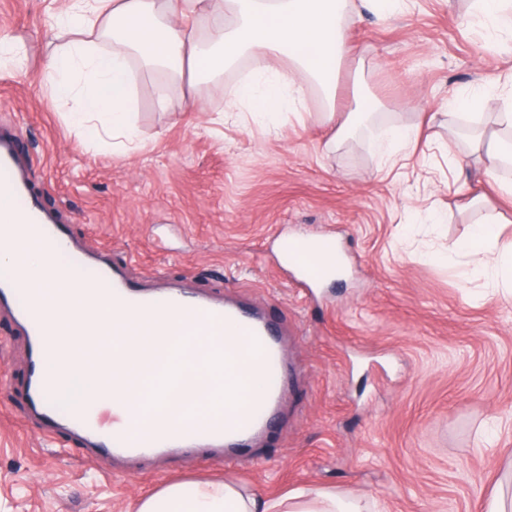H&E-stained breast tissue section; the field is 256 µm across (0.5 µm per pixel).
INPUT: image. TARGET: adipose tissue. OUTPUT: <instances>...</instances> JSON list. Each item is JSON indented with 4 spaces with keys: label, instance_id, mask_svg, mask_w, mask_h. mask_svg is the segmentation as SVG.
<instances>
[{
    "label": "adipose tissue",
    "instance_id": "obj_1",
    "mask_svg": "<svg viewBox=\"0 0 512 512\" xmlns=\"http://www.w3.org/2000/svg\"><path fill=\"white\" fill-rule=\"evenodd\" d=\"M378 20L396 12L399 0H70L55 21L70 39L51 57L45 77L54 100L67 103V121L87 146L103 148L112 137L126 143L137 139L136 78L139 72L167 69L183 74L184 62L195 63L199 76L223 74L243 55L265 65L240 83L236 105L244 107L254 124H275L285 113L307 110L305 88L318 86L326 100L319 116L332 124L331 103L336 65L347 51L346 28L357 8ZM474 23L487 38H512V0H473ZM287 67H278V60ZM468 97L458 106L465 116L448 115V130L460 123L473 129L472 153H487L497 164L485 168L478 180L477 200L487 187L512 199V184L503 183L500 168L512 166V139L486 136L487 125L512 128L511 112H470ZM502 216L476 224L457 250L467 259L472 276L493 272L512 286V266L501 263L496 224ZM360 497H339L318 487L300 488L279 496L260 497L231 481L209 482L185 496L173 483L141 499L135 512H368Z\"/></svg>",
    "mask_w": 512,
    "mask_h": 512
}]
</instances>
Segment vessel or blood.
<instances>
[{
    "instance_id": "1",
    "label": "vessel or blood",
    "mask_w": 512,
    "mask_h": 512,
    "mask_svg": "<svg viewBox=\"0 0 512 512\" xmlns=\"http://www.w3.org/2000/svg\"><path fill=\"white\" fill-rule=\"evenodd\" d=\"M16 144L0 138V193L13 200V217L31 227L46 244L63 252L70 263L90 269L89 284L125 314H137L159 321H178L190 326L245 338L261 363V392L244 403L229 420L206 418L187 425L147 427L134 419L105 418L77 396H69L67 411H60L58 379L45 369L54 347V328L34 300H23V288L11 273L0 274V308L11 312L28 344V373L22 389L20 416L24 421L49 428V441L77 439L91 454L115 458L144 459L189 455L199 448H230L243 452L271 425L279 410L285 366L282 346L266 322L245 315L222 300L179 288L150 289L133 283L116 269L107 251H91L78 245L66 225L56 223L43 209L27 182L15 167ZM314 247L306 241H286L281 255L302 280H311L306 258Z\"/></svg>"
}]
</instances>
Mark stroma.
Returning <instances> with one entry per match:
<instances>
[{
    "label": "stroma",
    "instance_id": "35a3bbf8",
    "mask_svg": "<svg viewBox=\"0 0 512 512\" xmlns=\"http://www.w3.org/2000/svg\"><path fill=\"white\" fill-rule=\"evenodd\" d=\"M68 0H0V34L21 39L22 71L0 69V133L46 210L73 239L106 248L129 277L240 305L277 323L286 380L275 429L245 459L202 448L189 457L125 461L76 442L46 446L15 417L26 339L0 310V512H134L173 482L225 479L257 495L305 486L351 494L377 512H482L512 483V295L441 262L487 213L467 207L476 171L456 148L418 142L382 169L377 140L392 126L431 122L448 135L460 91L483 111L512 82V43L487 39L470 0H401L387 22L370 13L347 31L336 75V119L310 90L309 116L273 129L227 110L241 59L215 83L183 80L156 105L164 79L138 82L139 142L91 150L42 82ZM365 93L382 104L369 131L351 112ZM195 94L197 111L184 109ZM336 147L324 151L328 138ZM329 238L344 257L335 278L300 287L284 238Z\"/></svg>",
    "mask_w": 512,
    "mask_h": 512
}]
</instances>
